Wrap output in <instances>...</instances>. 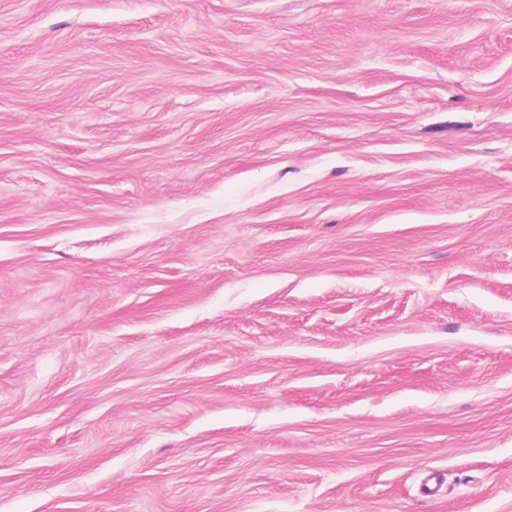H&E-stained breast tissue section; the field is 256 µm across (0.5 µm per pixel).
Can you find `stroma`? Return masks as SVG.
<instances>
[{
  "label": "stroma",
  "instance_id": "obj_1",
  "mask_svg": "<svg viewBox=\"0 0 512 512\" xmlns=\"http://www.w3.org/2000/svg\"><path fill=\"white\" fill-rule=\"evenodd\" d=\"M0 512H512V0H0Z\"/></svg>",
  "mask_w": 512,
  "mask_h": 512
}]
</instances>
